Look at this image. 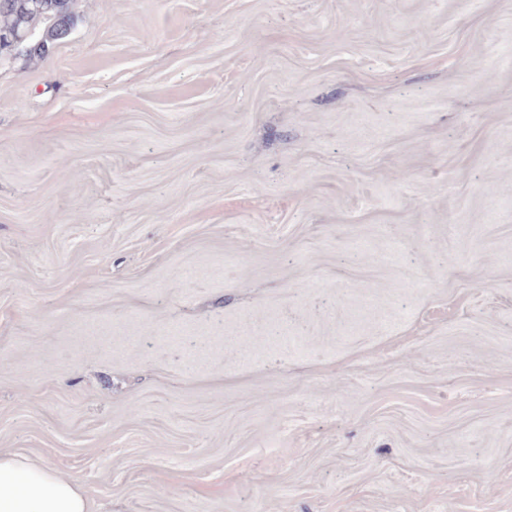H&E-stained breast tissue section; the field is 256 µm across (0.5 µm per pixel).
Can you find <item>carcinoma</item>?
Segmentation results:
<instances>
[{
  "instance_id": "carcinoma-1",
  "label": "carcinoma",
  "mask_w": 512,
  "mask_h": 512,
  "mask_svg": "<svg viewBox=\"0 0 512 512\" xmlns=\"http://www.w3.org/2000/svg\"><path fill=\"white\" fill-rule=\"evenodd\" d=\"M71 0H0V33H33L30 52L44 54L74 25Z\"/></svg>"
}]
</instances>
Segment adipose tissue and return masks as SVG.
<instances>
[{
  "label": "adipose tissue",
  "mask_w": 512,
  "mask_h": 512,
  "mask_svg": "<svg viewBox=\"0 0 512 512\" xmlns=\"http://www.w3.org/2000/svg\"><path fill=\"white\" fill-rule=\"evenodd\" d=\"M0 512H91L77 481L60 480L52 467L0 454Z\"/></svg>",
  "instance_id": "adipose-tissue-1"
}]
</instances>
